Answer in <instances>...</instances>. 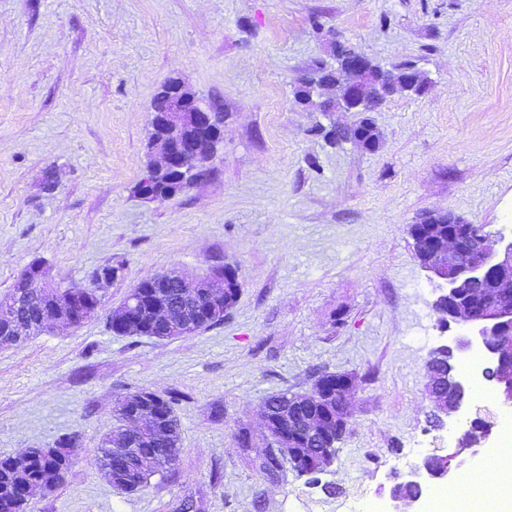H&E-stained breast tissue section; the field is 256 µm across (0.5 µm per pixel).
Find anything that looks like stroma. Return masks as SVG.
Here are the masks:
<instances>
[{
    "label": "stroma",
    "mask_w": 512,
    "mask_h": 512,
    "mask_svg": "<svg viewBox=\"0 0 512 512\" xmlns=\"http://www.w3.org/2000/svg\"><path fill=\"white\" fill-rule=\"evenodd\" d=\"M335 38L431 80L371 113L374 149L314 133L359 113L293 97ZM171 78L223 112V139L206 178L146 200ZM438 211L512 236V0H0V297L37 257L62 286L123 265L83 324L0 344V458L79 439L27 512H388L393 486L460 435L431 423L440 283L408 233ZM224 264L239 295L221 323L167 340L109 329L141 281ZM325 372L354 379L336 459L315 484L269 473L267 400ZM140 390L178 396L180 449L127 493L94 458Z\"/></svg>",
    "instance_id": "35a3bbf8"
}]
</instances>
